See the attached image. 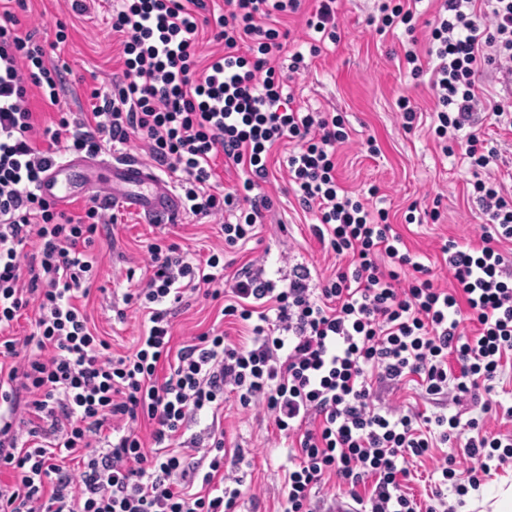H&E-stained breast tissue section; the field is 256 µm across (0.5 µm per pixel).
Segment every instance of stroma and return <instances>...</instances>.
Returning a JSON list of instances; mask_svg holds the SVG:
<instances>
[{
	"instance_id": "1",
	"label": "stroma",
	"mask_w": 512,
	"mask_h": 512,
	"mask_svg": "<svg viewBox=\"0 0 512 512\" xmlns=\"http://www.w3.org/2000/svg\"><path fill=\"white\" fill-rule=\"evenodd\" d=\"M86 4L87 12L80 15L73 11L72 0H32L29 14L21 16L19 25L20 34L40 38L55 34L57 25H65L67 40L50 57L63 70L62 106L74 113L90 111L91 92L110 91L122 76L108 4L106 0H86ZM373 7V0H338L339 41L327 44L307 73L289 81V91L300 111L335 112L345 117L351 135L339 151L340 183L362 193L377 187L376 206L389 211L392 224L422 262L436 267L446 240L464 242L478 232L469 197L472 174L461 152L448 157L442 154L429 128L435 102L426 88L428 79L411 78L403 68L402 33L381 34L369 25ZM402 95L412 97L423 115L420 125L410 132L401 128L395 111L396 100ZM371 137L377 141L379 154L368 150ZM282 156V151L274 152L270 179L262 187L273 207L261 227L260 240L248 243L232 258L240 265L265 257L268 274L280 279L287 278L293 265L300 264L318 281L333 272L340 261L311 235L309 226L314 217L289 193ZM415 201L438 204L439 220L425 216L406 223L407 208ZM115 214L118 222L114 229L92 248L97 270L87 310L99 333L111 341L113 352L125 355L135 350L143 320L132 310L125 320H117L113 309L122 306L130 289L144 286L149 276L144 261L146 246L164 239L179 243L195 257H206L209 250L224 246L218 229L224 218L185 214L178 223L170 224L138 213L122 201ZM284 250L291 256L290 262L280 259ZM219 324L215 303L198 297L177 316L173 343L181 345L190 336ZM224 327L233 335L240 331L236 324ZM223 423L227 447L239 446L251 452L238 512H277L283 475L291 465L287 441L272 418L242 410L230 397L224 401ZM449 457L464 461V448H435L427 458L413 463L405 483L407 492L418 501H426L433 472Z\"/></svg>"
}]
</instances>
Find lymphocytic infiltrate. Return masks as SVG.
Wrapping results in <instances>:
<instances>
[{"label": "lymphocytic infiltrate", "mask_w": 512, "mask_h": 512, "mask_svg": "<svg viewBox=\"0 0 512 512\" xmlns=\"http://www.w3.org/2000/svg\"><path fill=\"white\" fill-rule=\"evenodd\" d=\"M303 0H111L122 36L123 72L112 92H93L92 110H60V69L43 45L0 14V512H234L242 495V450L224 455L218 419L225 394L242 408L270 413L289 439L281 512H312L313 489L336 476L361 512H456L457 496L479 489L492 466L512 463V435L472 437L480 416L505 410L494 382L512 354V198L500 183H473L482 219L476 238L448 241L439 268L421 262L376 208L344 188L336 152L349 133L341 115L293 108L288 75L305 72L308 52L288 47L284 23ZM414 0H377L371 23L404 28V64L428 75L433 128L443 154L463 142L478 173L497 161L485 126L512 127V92L478 95L476 74L512 65V0H440L426 52H418ZM212 30L222 55L203 60L200 34ZM288 52L287 74L270 59ZM57 108L37 130L28 89ZM183 193L192 215L225 214L227 247L247 242L273 207L261 188L268 158L288 144V183L323 249L347 264L311 287L294 266L276 280L248 263L224 278L217 254L198 259L178 243L147 247L151 275L125 295L147 327L133 354L114 356L75 298L93 277L89 250L107 220L99 205L73 217L37 192L60 152L98 155L131 139ZM244 177L220 192L213 160ZM446 272L451 288L438 286ZM203 291L244 332L208 331L173 348V320L187 294ZM34 330H12L26 308ZM473 322L475 334L464 324ZM166 376H159L161 364ZM415 376L438 412L378 407V388ZM457 413L441 411L445 402ZM200 433L190 428L201 418ZM150 429L146 450L140 424ZM463 444L468 464L447 459L433 498L419 505L403 489L411 460Z\"/></svg>", "instance_id": "obj_1"}]
</instances>
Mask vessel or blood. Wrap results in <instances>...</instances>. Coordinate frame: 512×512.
<instances>
[{
	"instance_id": "vessel-or-blood-1",
	"label": "vessel or blood",
	"mask_w": 512,
	"mask_h": 512,
	"mask_svg": "<svg viewBox=\"0 0 512 512\" xmlns=\"http://www.w3.org/2000/svg\"><path fill=\"white\" fill-rule=\"evenodd\" d=\"M103 166L110 169L109 177L102 182L103 187L111 190L113 197L130 203L134 210L168 217L181 214L182 202L167 182L150 165L130 157L116 158L109 164L85 157L58 160L40 183L39 191L51 203L67 204L86 194L85 186L74 180V172H87Z\"/></svg>"
}]
</instances>
